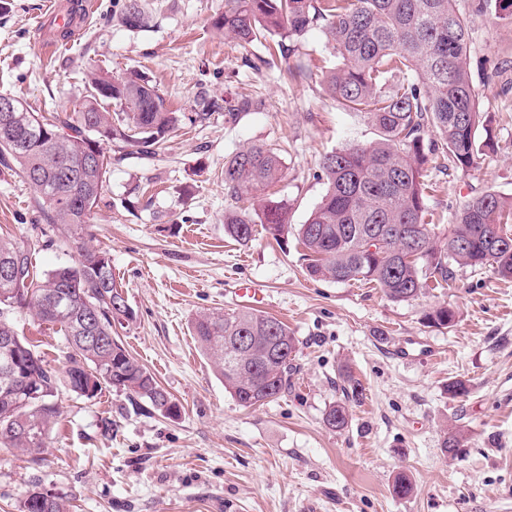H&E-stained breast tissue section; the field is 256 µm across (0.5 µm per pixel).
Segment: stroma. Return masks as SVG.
<instances>
[{"label": "stroma", "mask_w": 512, "mask_h": 512, "mask_svg": "<svg viewBox=\"0 0 512 512\" xmlns=\"http://www.w3.org/2000/svg\"><path fill=\"white\" fill-rule=\"evenodd\" d=\"M45 0H0V94L38 111L72 109L90 71L140 74L167 105L186 114L202 98L249 99L250 111L212 113L184 124L165 150L138 159L112 144L107 187L87 241L106 250L132 318L113 334L181 406L165 418L112 388L81 396L59 388L60 416L48 448H0V512H21L30 490L69 499L72 512H512V280L491 268L458 267L453 287L395 303L363 283L307 276L296 233L264 231L240 244L224 232L233 201L224 164L236 151L277 148L283 178L249 193V207L276 197L288 222L305 223L326 185L322 156L375 141L371 123L341 110L323 89L336 62L321 29L288 57L263 40L242 46L211 26L224 0H149L144 32L121 26V0H97L70 46L41 45ZM471 25L470 63L493 151L468 170L428 168L427 206L445 237L460 206L484 191L512 196V16L478 13L455 0ZM302 73L286 75V64ZM34 189L0 166V234L35 251L52 269L73 263L74 245L50 243ZM261 289L262 313L298 340L289 386L261 406L240 407L190 334L202 311L237 310V289ZM448 302L456 321L430 326L425 313ZM57 373L68 344L27 315L16 322ZM412 341L409 355L397 346ZM358 393L344 398L343 375ZM467 393L452 397L448 384ZM345 401L341 431L324 422ZM464 433L462 452L441 450L445 431ZM407 476L411 495L395 494Z\"/></svg>", "instance_id": "stroma-1"}]
</instances>
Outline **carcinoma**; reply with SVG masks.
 Listing matches in <instances>:
<instances>
[{
  "instance_id": "carcinoma-1",
  "label": "carcinoma",
  "mask_w": 512,
  "mask_h": 512,
  "mask_svg": "<svg viewBox=\"0 0 512 512\" xmlns=\"http://www.w3.org/2000/svg\"><path fill=\"white\" fill-rule=\"evenodd\" d=\"M118 21L131 31L150 27L141 0H126ZM213 26L245 44L260 36L275 38L285 59V41L323 28L337 59L324 76L327 94L341 109L367 117L378 133L368 146L353 144L323 156L325 193L297 230L309 276L374 283L395 303L429 286L451 287L455 265L490 266L501 278L512 279V235L503 231V225L512 224V197L491 191L471 196L442 239L425 221L426 165L439 159L440 168L467 170L492 147L481 135L486 119L471 78L470 22L454 0H224V12ZM396 74L402 79L388 87ZM15 103L9 121L0 112V164L16 168L34 188L35 208L66 239L82 238L102 200L112 166L102 144H131L143 158H154L182 121L149 81L136 75L116 78L102 69L91 73L83 99L70 112H37L18 99ZM114 104L119 111H112ZM249 108L247 100L214 99L189 121L205 120L213 110ZM94 152L102 162L70 180L71 197H55L50 186L63 178L62 164ZM282 172L277 149L253 145L224 164V189L239 200L279 181ZM258 224L276 240L287 234L288 205L269 199L252 213L224 214V232L242 244L253 240ZM416 228L425 251L405 261L397 251ZM5 257L20 259L31 278L9 289L7 299L15 305L0 299V336L14 338L21 358L15 371L7 372L0 350L1 448L40 452L60 414V379L16 327L24 313L65 337L70 348L65 378L72 392L84 394L90 377L105 373L104 386L167 415L176 401L112 336L117 320L112 305L124 301L125 293L112 275L107 252L82 243L73 264L44 269L33 252L0 237V260ZM426 319L449 327L455 312L443 303ZM190 330L240 406H255L261 392L272 401L288 390L297 340L284 322L253 310L206 312L191 320ZM234 336L251 339L260 363L235 346ZM31 353L35 362L28 364ZM324 422L334 430L346 428V403L330 404ZM23 509L66 512V505L56 496L39 503L30 494Z\"/></svg>"
}]
</instances>
